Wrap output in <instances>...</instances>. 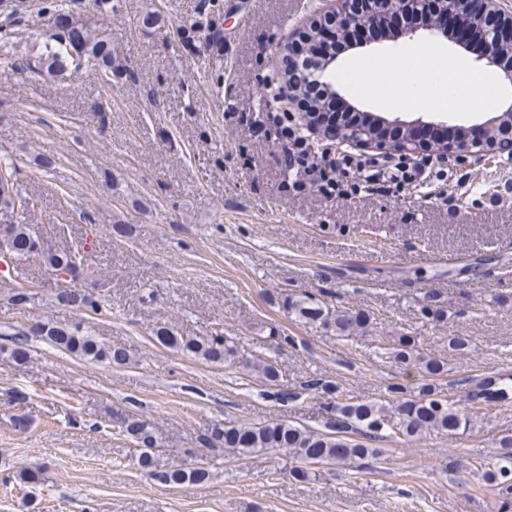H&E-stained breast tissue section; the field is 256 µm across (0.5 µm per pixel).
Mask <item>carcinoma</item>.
<instances>
[{"label": "carcinoma", "mask_w": 512, "mask_h": 512, "mask_svg": "<svg viewBox=\"0 0 512 512\" xmlns=\"http://www.w3.org/2000/svg\"><path fill=\"white\" fill-rule=\"evenodd\" d=\"M44 11L54 14L55 31L42 45H33L29 53L18 58L15 65L22 73L31 72L44 80H52L67 73H74L86 65L92 66L101 79L108 83L112 76L125 71L121 58L112 49V41L105 30L92 25L91 18L73 12L67 5L55 0H45ZM146 31L168 36L160 15L150 11L142 17ZM203 47L210 54H220V31L216 19L195 21L183 32L199 33ZM29 207V199L20 195L17 188L15 167L0 164V252L11 256L12 267L31 255L40 256L55 276H67L76 281L83 276L80 253L85 244L63 250L42 245L34 247L35 231L21 223L20 215ZM61 306L80 310L99 311V301L78 288L56 293ZM272 301L288 312L298 322L319 325L336 332V336L349 339L368 332L373 317L365 311L332 309L310 293H291L272 296ZM447 302L431 291L424 293L418 304L420 319L440 323L447 317ZM36 332L55 347L91 361L123 366L128 360L124 348L99 341L82 329L81 324L41 323ZM154 339L161 345L181 353L222 365L234 363L238 350L232 338L224 333L206 336H182L174 327L165 323L152 330ZM421 337L400 333L390 337L388 354L399 368L416 373L415 385L392 383L381 402L354 401L343 397L341 387L324 378L303 381L299 390L283 391L280 374L275 362L256 357L245 363V368L266 388V395L274 401L284 398L294 400L308 391L326 401L329 418L321 430L299 427L287 422L237 423L215 426L206 435L205 442L224 446L234 457H243L268 448H280L292 460L291 476L299 483L316 478L324 465L360 467L368 461H382L383 449L372 443L392 436L408 442L417 441L431 432L454 434L471 424L481 408L472 405L477 400L490 401L500 406H512V374L487 372L469 382L466 403L458 405L442 398L436 379L448 373L447 355L427 354L420 351ZM0 353L15 364L26 361L29 355L27 339L15 334ZM122 432L140 447L138 464L164 484H202L209 473L202 468L173 466L159 471L155 468L154 450L157 439L149 424L130 415L120 416ZM456 471L480 474L484 485L502 498L501 508L512 506V433L498 439L497 450L480 461L472 462L461 457L448 462Z\"/></svg>", "instance_id": "1"}]
</instances>
